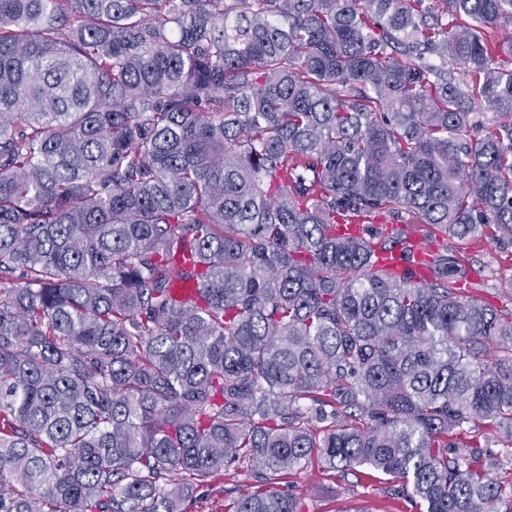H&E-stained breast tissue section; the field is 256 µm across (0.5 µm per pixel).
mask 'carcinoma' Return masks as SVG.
<instances>
[{"label":"carcinoma","instance_id":"1","mask_svg":"<svg viewBox=\"0 0 512 512\" xmlns=\"http://www.w3.org/2000/svg\"><path fill=\"white\" fill-rule=\"evenodd\" d=\"M512 0H0V512H187L240 460L512 512ZM457 71L460 79L450 77ZM497 121L485 134L482 114ZM416 248L425 283L373 270ZM466 251L475 261V267L482 271L481 277H475V282L479 283L475 287L482 289L477 294L498 306L511 308L512 265L504 258L512 253V243L507 240L487 242L481 248Z\"/></svg>","mask_w":512,"mask_h":512}]
</instances>
